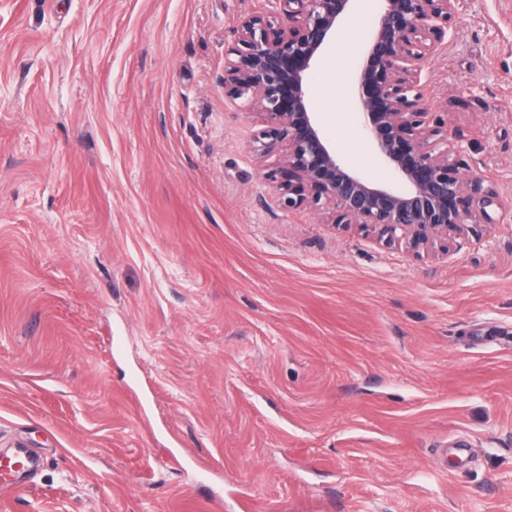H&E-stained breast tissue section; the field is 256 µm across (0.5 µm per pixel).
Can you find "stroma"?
Returning a JSON list of instances; mask_svg holds the SVG:
<instances>
[{"instance_id":"stroma-1","label":"stroma","mask_w":512,"mask_h":512,"mask_svg":"<svg viewBox=\"0 0 512 512\" xmlns=\"http://www.w3.org/2000/svg\"><path fill=\"white\" fill-rule=\"evenodd\" d=\"M261 3L0 0V450L46 458L0 512H512V0H457L423 67L498 203L420 258L279 206L224 97ZM371 21L354 0L307 88L378 176L351 104Z\"/></svg>"}]
</instances>
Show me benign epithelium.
<instances>
[{
  "instance_id": "benign-epithelium-1",
  "label": "benign epithelium",
  "mask_w": 512,
  "mask_h": 512,
  "mask_svg": "<svg viewBox=\"0 0 512 512\" xmlns=\"http://www.w3.org/2000/svg\"><path fill=\"white\" fill-rule=\"evenodd\" d=\"M240 17L224 61V97L258 114V150L282 158L279 204H326L330 224H357L386 246L418 255L462 246L496 192L460 174L448 127L431 117L425 59L443 48L455 0H377L355 79L361 133L391 179L356 171L331 148L308 104L306 77L354 0H265Z\"/></svg>"
}]
</instances>
